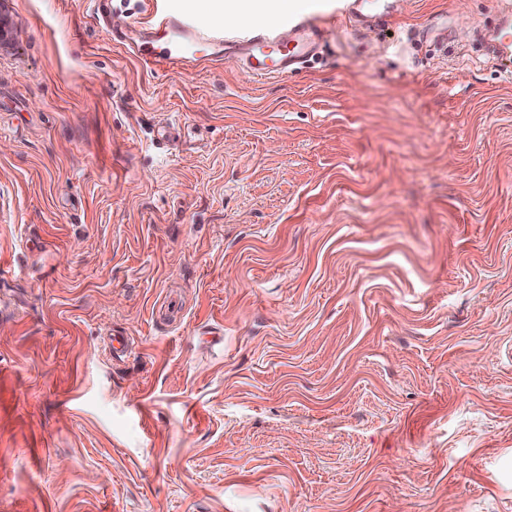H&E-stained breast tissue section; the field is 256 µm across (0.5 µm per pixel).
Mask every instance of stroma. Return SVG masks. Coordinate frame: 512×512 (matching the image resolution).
I'll use <instances>...</instances> for the list:
<instances>
[{"label": "stroma", "mask_w": 512, "mask_h": 512, "mask_svg": "<svg viewBox=\"0 0 512 512\" xmlns=\"http://www.w3.org/2000/svg\"><path fill=\"white\" fill-rule=\"evenodd\" d=\"M500 6L315 0L258 81L0 0V512H512Z\"/></svg>", "instance_id": "obj_1"}]
</instances>
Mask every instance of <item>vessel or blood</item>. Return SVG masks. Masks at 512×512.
Segmentation results:
<instances>
[{
  "instance_id": "vessel-or-blood-1",
  "label": "vessel or blood",
  "mask_w": 512,
  "mask_h": 512,
  "mask_svg": "<svg viewBox=\"0 0 512 512\" xmlns=\"http://www.w3.org/2000/svg\"><path fill=\"white\" fill-rule=\"evenodd\" d=\"M502 19L492 39L491 53L500 61L512 60V0H504ZM170 38L161 42L149 39L131 48V55L153 71H166L189 65L212 63L209 55L188 53L191 44L222 46L225 53L235 55L255 79L294 73L323 42L324 31L314 22H296L290 27H262L243 33L200 27L188 15L168 14L159 21Z\"/></svg>"
}]
</instances>
